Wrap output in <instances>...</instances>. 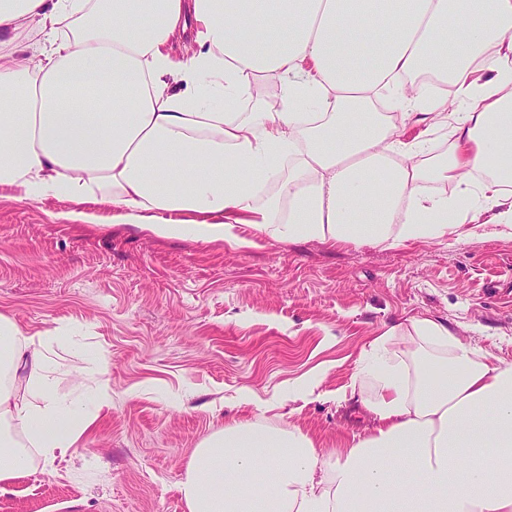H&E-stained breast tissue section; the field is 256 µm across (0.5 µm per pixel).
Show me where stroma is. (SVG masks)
<instances>
[{
    "instance_id": "obj_1",
    "label": "stroma",
    "mask_w": 512,
    "mask_h": 512,
    "mask_svg": "<svg viewBox=\"0 0 512 512\" xmlns=\"http://www.w3.org/2000/svg\"><path fill=\"white\" fill-rule=\"evenodd\" d=\"M72 202L0 199V313L30 332L65 328L60 392L101 365L108 403L75 448L0 483V512H185L193 448L226 422L297 425L317 448H342L366 420L351 376L371 342L416 318L512 359V237L463 224L396 247L257 237L250 247L63 220ZM324 371L313 394L289 390ZM251 389L273 405L239 404Z\"/></svg>"
}]
</instances>
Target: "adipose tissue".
<instances>
[{
  "instance_id": "obj_1",
  "label": "adipose tissue",
  "mask_w": 512,
  "mask_h": 512,
  "mask_svg": "<svg viewBox=\"0 0 512 512\" xmlns=\"http://www.w3.org/2000/svg\"><path fill=\"white\" fill-rule=\"evenodd\" d=\"M261 78L278 106L238 111ZM415 115L427 135L403 140ZM439 131L451 151L424 162ZM0 194L240 246L241 224L357 247L512 235V0H0ZM387 341L352 373L365 433L326 454L226 423L192 452L186 512H512V360L427 317ZM61 343L0 314V482L97 417L57 391Z\"/></svg>"
}]
</instances>
